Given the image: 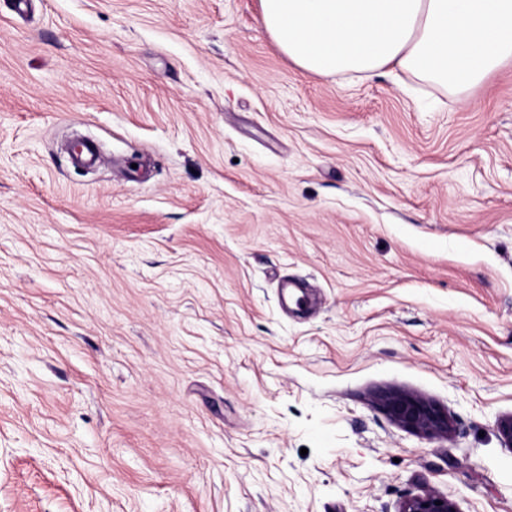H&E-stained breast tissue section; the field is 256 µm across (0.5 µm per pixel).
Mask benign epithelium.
I'll return each instance as SVG.
<instances>
[{"instance_id": "1", "label": "benign epithelium", "mask_w": 512, "mask_h": 512, "mask_svg": "<svg viewBox=\"0 0 512 512\" xmlns=\"http://www.w3.org/2000/svg\"><path fill=\"white\" fill-rule=\"evenodd\" d=\"M391 420L399 427L428 437H448L453 430L448 412L418 395L388 391L377 396ZM398 512H461L458 504L434 490L403 500Z\"/></svg>"}]
</instances>
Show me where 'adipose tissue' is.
Returning a JSON list of instances; mask_svg holds the SVG:
<instances>
[{
	"mask_svg": "<svg viewBox=\"0 0 512 512\" xmlns=\"http://www.w3.org/2000/svg\"><path fill=\"white\" fill-rule=\"evenodd\" d=\"M263 26L300 69L384 72L464 93L512 63V0H261Z\"/></svg>",
	"mask_w": 512,
	"mask_h": 512,
	"instance_id": "adipose-tissue-1",
	"label": "adipose tissue"
}]
</instances>
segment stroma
<instances>
[{"label":"stroma","mask_w":512,"mask_h":512,"mask_svg":"<svg viewBox=\"0 0 512 512\" xmlns=\"http://www.w3.org/2000/svg\"><path fill=\"white\" fill-rule=\"evenodd\" d=\"M31 3L0 0V512H512V64L454 95L308 74L259 0ZM391 420L399 427L428 437H448L453 430L448 412L418 395L388 391L377 396ZM441 501V505H436ZM397 512H461L455 501L434 490H425L403 500Z\"/></svg>","instance_id":"obj_1"}]
</instances>
